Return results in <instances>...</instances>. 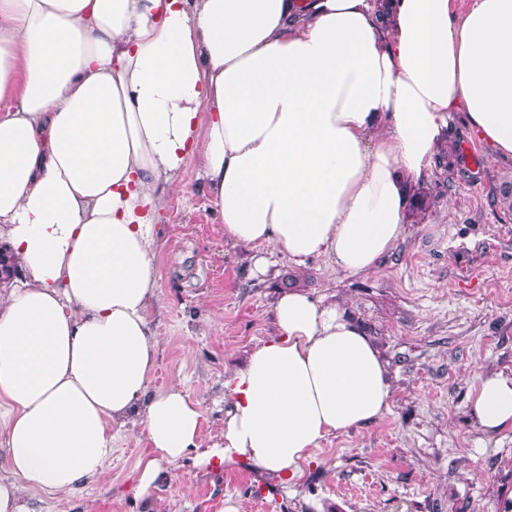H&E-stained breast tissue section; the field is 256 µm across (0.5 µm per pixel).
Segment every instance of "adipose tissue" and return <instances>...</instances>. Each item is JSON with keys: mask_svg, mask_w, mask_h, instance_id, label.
I'll return each mask as SVG.
<instances>
[{"mask_svg": "<svg viewBox=\"0 0 512 512\" xmlns=\"http://www.w3.org/2000/svg\"><path fill=\"white\" fill-rule=\"evenodd\" d=\"M460 116L512 158V0H0V512L103 478L130 423L145 497L188 456L296 483L383 416L377 343L289 290L203 445L202 402L149 387L157 222L195 158L232 240L366 274ZM468 407L512 431V374L479 375Z\"/></svg>", "mask_w": 512, "mask_h": 512, "instance_id": "1", "label": "adipose tissue"}]
</instances>
